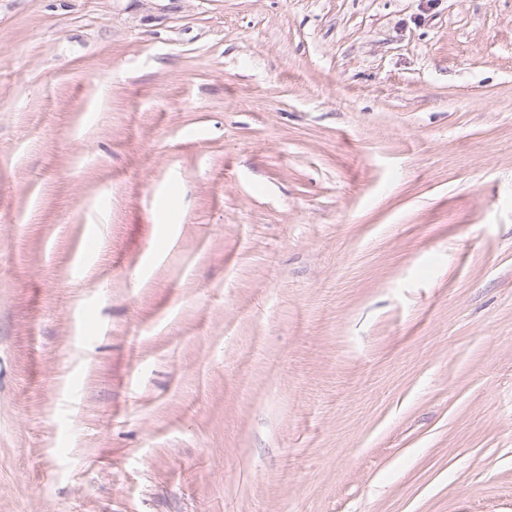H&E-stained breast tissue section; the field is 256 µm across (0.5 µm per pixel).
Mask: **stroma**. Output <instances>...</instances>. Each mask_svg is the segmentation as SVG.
<instances>
[{"label":"stroma","mask_w":512,"mask_h":512,"mask_svg":"<svg viewBox=\"0 0 512 512\" xmlns=\"http://www.w3.org/2000/svg\"><path fill=\"white\" fill-rule=\"evenodd\" d=\"M0 512H512V0H0Z\"/></svg>","instance_id":"1"}]
</instances>
